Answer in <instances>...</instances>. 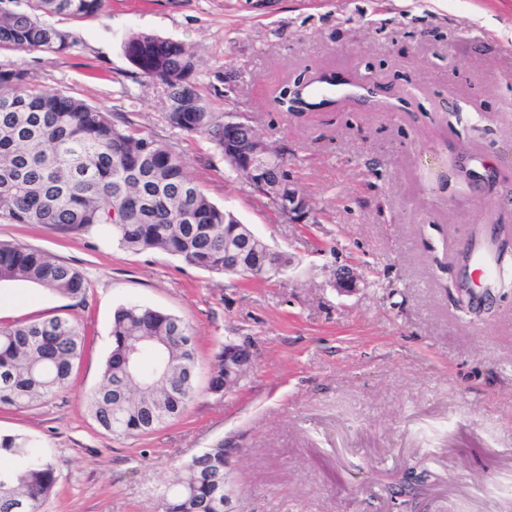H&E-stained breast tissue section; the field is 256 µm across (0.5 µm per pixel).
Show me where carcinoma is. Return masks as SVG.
<instances>
[{"mask_svg": "<svg viewBox=\"0 0 512 512\" xmlns=\"http://www.w3.org/2000/svg\"><path fill=\"white\" fill-rule=\"evenodd\" d=\"M0 0V48L63 53L70 33L42 18L95 15L104 0H30L29 11ZM128 59L170 91L171 127L206 137L219 152L248 131L224 125L193 90V54L175 41L137 33ZM0 219L68 230L98 227L134 253L160 250L196 267L224 273V239L247 234L185 170L179 154L119 127L106 109L45 89L22 69H0ZM22 280L84 301L75 269L45 253L0 241V282ZM112 348L99 386L88 398L98 425L116 435H147L180 417L196 392V342L181 318L142 305L118 308ZM85 335L68 318L0 326V405L28 408L66 389L85 352ZM209 388L224 390V349L215 355ZM0 512H41L56 470L25 434L0 435ZM156 512H224V441L186 461L158 496Z\"/></svg>", "mask_w": 512, "mask_h": 512, "instance_id": "carcinoma-1", "label": "carcinoma"}]
</instances>
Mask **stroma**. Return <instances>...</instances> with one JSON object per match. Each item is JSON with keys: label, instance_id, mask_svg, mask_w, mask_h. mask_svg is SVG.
<instances>
[{"label": "stroma", "instance_id": "1", "mask_svg": "<svg viewBox=\"0 0 512 512\" xmlns=\"http://www.w3.org/2000/svg\"><path fill=\"white\" fill-rule=\"evenodd\" d=\"M65 53L0 50V69L111 112L172 147L218 206L287 253L271 279L214 275L161 251H128L99 228L0 219V240L78 270L85 300L0 282V324L55 316L84 328L68 387L0 406V434L35 439L56 466L42 512H154L192 455L223 441L225 512H405L378 472L440 477L425 512H512V0H105L49 17ZM180 42L194 89L283 154L308 201L301 223L225 165L205 137L170 127L162 82L124 43ZM320 71L377 84L378 101L284 112L276 90ZM466 167L470 178L459 177ZM494 249L468 309L467 249ZM351 268L356 292L336 289ZM177 315L197 345L196 394L149 435L116 436L87 397L111 349L112 314ZM249 346L237 385L208 389L224 341Z\"/></svg>", "mask_w": 512, "mask_h": 512}]
</instances>
